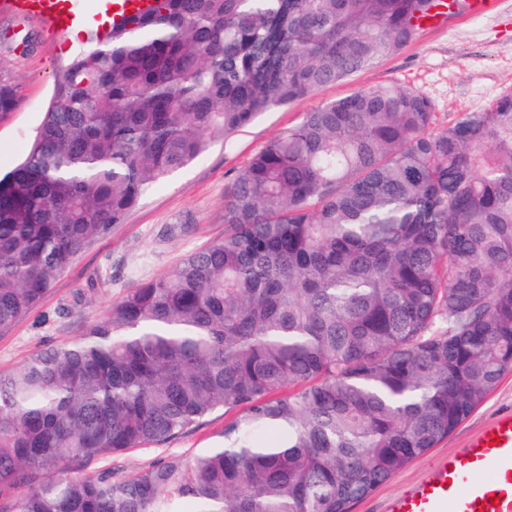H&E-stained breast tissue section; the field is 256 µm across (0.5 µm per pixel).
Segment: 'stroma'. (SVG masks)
Wrapping results in <instances>:
<instances>
[{"label":"stroma","instance_id":"1","mask_svg":"<svg viewBox=\"0 0 512 512\" xmlns=\"http://www.w3.org/2000/svg\"><path fill=\"white\" fill-rule=\"evenodd\" d=\"M86 40L83 34L69 38L28 13L0 9V78L16 89L13 110L0 114L1 173L23 160L56 79ZM391 85L415 90L430 100L435 131L448 128L461 113L485 111L512 94V0H495L493 8L478 18L457 15L445 27L418 31L410 43L373 67L265 113L228 140L211 142L200 158L146 194L109 235L94 240L34 311L0 332V371L16 368L35 351L76 339L130 288L166 273L198 247L222 238L226 187L255 154L297 124L305 112L361 89ZM170 224H187L191 230L164 235ZM79 292L85 293V302L68 316L55 317L60 304ZM508 412L512 413V371L437 447L398 470L357 502L352 512H386L390 499L426 476L438 457L465 447L495 417ZM227 419V414L217 412L166 444L112 454L104 465L120 479L172 454L193 455L213 445Z\"/></svg>","mask_w":512,"mask_h":512}]
</instances>
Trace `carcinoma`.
<instances>
[{
  "label": "carcinoma",
  "instance_id": "cac0c4a2",
  "mask_svg": "<svg viewBox=\"0 0 512 512\" xmlns=\"http://www.w3.org/2000/svg\"><path fill=\"white\" fill-rule=\"evenodd\" d=\"M434 0H155L76 52L0 177V331L162 179L412 41ZM16 92L0 79V112ZM398 86L304 114L224 237L0 373V512H352L512 369V95L432 132ZM239 409L191 458L95 461Z\"/></svg>",
  "mask_w": 512,
  "mask_h": 512
}]
</instances>
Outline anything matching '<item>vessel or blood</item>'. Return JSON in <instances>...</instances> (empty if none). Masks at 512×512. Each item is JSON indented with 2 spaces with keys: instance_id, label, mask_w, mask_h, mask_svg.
<instances>
[{
  "instance_id": "1",
  "label": "vessel or blood",
  "mask_w": 512,
  "mask_h": 512,
  "mask_svg": "<svg viewBox=\"0 0 512 512\" xmlns=\"http://www.w3.org/2000/svg\"><path fill=\"white\" fill-rule=\"evenodd\" d=\"M0 5L61 26L79 16L77 0H0ZM152 5L153 0H98L100 12L116 21ZM490 7L491 0H438L418 26L438 28L454 14L480 16ZM387 512H512V414L497 418L464 450L438 460L427 478L390 501Z\"/></svg>"
}]
</instances>
